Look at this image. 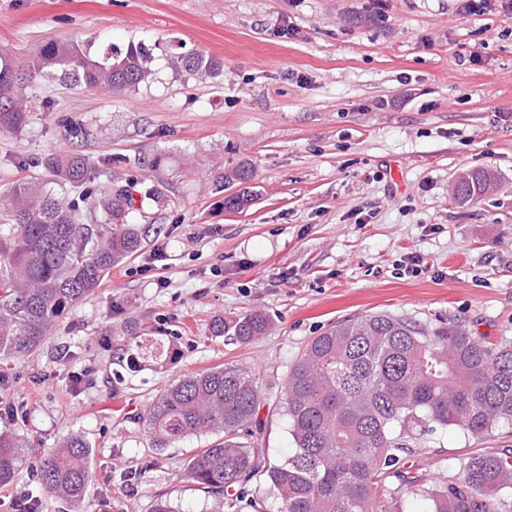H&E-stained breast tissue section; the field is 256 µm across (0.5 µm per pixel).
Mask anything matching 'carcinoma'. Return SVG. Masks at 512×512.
Wrapping results in <instances>:
<instances>
[{
  "mask_svg": "<svg viewBox=\"0 0 512 512\" xmlns=\"http://www.w3.org/2000/svg\"><path fill=\"white\" fill-rule=\"evenodd\" d=\"M153 49L130 42L124 49L90 53L75 40L46 42L32 65L0 57V133L29 123L28 89L36 76L69 86L131 90L153 75ZM172 65L216 75L223 63L197 53L170 55ZM79 123L64 126V137L85 143ZM44 167L65 201L36 181H19L0 194V360L35 352L71 307L95 293L112 267L139 251L142 232L132 214L137 200H158L157 185L135 198L132 186L111 182L91 186L93 167L80 150L50 155ZM243 185L224 197V208L239 211L251 201L244 184L252 171L241 166L224 176ZM498 177L483 169L463 171L453 200L472 205L492 194ZM270 319L260 311L219 317L214 338L247 345L267 334ZM117 359L135 369L141 361L164 366L175 361V341L142 336L115 345ZM285 404L294 454L276 464L253 446V426L263 402L252 375L222 365L191 372L168 384L138 417L150 447L159 455L182 439L207 433L220 438L192 452L183 478L216 501L214 512H244L260 502L252 483H265L274 512H395L408 495L428 504L425 512H512V448L476 451L458 473L432 478L410 463L424 437L438 427L457 426L482 438L512 422V342L474 336L459 323L433 328L386 312L339 320L303 349L288 374ZM25 445L0 432V488L16 480ZM90 444L80 435L31 466L33 480L72 512H90Z\"/></svg>",
  "mask_w": 512,
  "mask_h": 512,
  "instance_id": "obj_1",
  "label": "carcinoma"
}]
</instances>
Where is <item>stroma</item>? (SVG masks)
Listing matches in <instances>:
<instances>
[{
	"label": "stroma",
	"instance_id": "stroma-1",
	"mask_svg": "<svg viewBox=\"0 0 512 512\" xmlns=\"http://www.w3.org/2000/svg\"><path fill=\"white\" fill-rule=\"evenodd\" d=\"M52 39L153 45L155 79L112 94L37 79L28 126L0 133V193L50 180L40 161L70 149L63 125L75 119L92 132V160L114 158L111 176L164 183L166 196L144 202L135 256L35 353L0 361L11 379L0 399L23 410L1 415L0 431L23 436L28 465L79 434L94 450L90 503L111 495L120 512H152L163 498L210 512L181 474L212 435L155 456L136 421L180 376L220 364L253 374L255 444L282 462L294 448L278 405L288 372L337 321L386 311L512 340L511 13L466 17L458 0H0V55L27 63ZM177 47L224 69L174 72ZM158 152L161 166L146 167ZM242 165L254 201L225 210L216 180ZM470 168L501 186L462 207L449 187ZM160 248L162 265L148 267ZM250 310L270 317L265 336L209 339L212 320ZM136 336L176 337L181 357L119 367L113 343ZM497 448H512L511 425L479 439L439 427L414 461L437 476ZM28 465L14 493H37Z\"/></svg>",
	"mask_w": 512,
	"mask_h": 512
}]
</instances>
